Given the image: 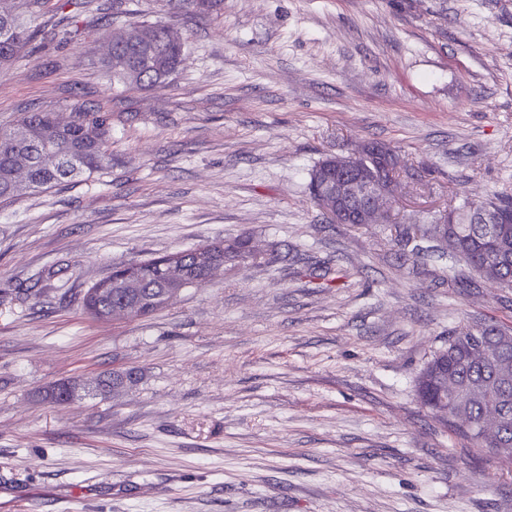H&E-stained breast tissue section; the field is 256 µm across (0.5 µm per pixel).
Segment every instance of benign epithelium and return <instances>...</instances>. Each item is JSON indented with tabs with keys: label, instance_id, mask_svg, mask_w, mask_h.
Instances as JSON below:
<instances>
[{
	"label": "benign epithelium",
	"instance_id": "7a95c632",
	"mask_svg": "<svg viewBox=\"0 0 512 512\" xmlns=\"http://www.w3.org/2000/svg\"><path fill=\"white\" fill-rule=\"evenodd\" d=\"M379 162V176H366L368 161ZM336 182L320 195V205L336 224H380L389 220L384 203L399 177L398 162L374 142H364L355 156H330Z\"/></svg>",
	"mask_w": 512,
	"mask_h": 512
}]
</instances>
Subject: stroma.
Returning a JSON list of instances; mask_svg holds the SVG:
<instances>
[{
  "label": "stroma",
  "mask_w": 512,
  "mask_h": 512,
  "mask_svg": "<svg viewBox=\"0 0 512 512\" xmlns=\"http://www.w3.org/2000/svg\"><path fill=\"white\" fill-rule=\"evenodd\" d=\"M0 12L38 33L0 64V127L79 108L112 126L107 169L0 201V512H512V466L415 393L451 331H512V289L396 232L456 190L512 197V0ZM134 22L185 38L167 82L105 75L104 31ZM366 141L399 157L392 221L329 223L309 173ZM238 235L254 259L152 316L83 309L113 266ZM124 378L127 380L125 381ZM137 379L138 371L135 368H130L121 372H113L112 375H109L100 381L98 390L100 394H105L131 385L135 383Z\"/></svg>",
  "instance_id": "1"
}]
</instances>
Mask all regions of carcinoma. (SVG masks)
I'll return each mask as SVG.
<instances>
[{"instance_id":"1","label":"carcinoma","mask_w":512,"mask_h":512,"mask_svg":"<svg viewBox=\"0 0 512 512\" xmlns=\"http://www.w3.org/2000/svg\"><path fill=\"white\" fill-rule=\"evenodd\" d=\"M0 63L12 61L22 52L35 33L18 15L0 19ZM153 33L149 41H129L116 50V55L103 61L112 80L125 86H143L167 80L177 72L186 49V41L164 24L134 23L129 34ZM110 135L108 118L97 112L77 110L70 123L59 127L50 112H26L9 129L0 128V200L20 193L15 181V161L23 154L31 161L27 188L33 191L52 188L81 174L104 169L110 161L107 144ZM494 209L512 215V199L471 202L451 193L448 207L450 223L432 224L427 233L441 237L448 253L471 269L486 267V279L501 288H512V222L485 224L483 215ZM252 257L245 238L232 240V245L205 254L203 261L189 249L179 258L180 273L173 277L163 255L147 261L115 267L112 274L94 283L86 292L83 305L94 319L111 317L118 306H127L145 317L168 305V298L185 288L204 286L212 272L236 259ZM137 270L140 287H122L124 274ZM447 368L448 376L457 380L464 393L459 412L462 432L476 448H489L499 453L512 448V374L503 378L504 369L512 371V334L491 324L463 326L448 336V348L436 353L424 366L416 391L424 407L440 398L434 374ZM138 371L130 368L101 380L99 392L115 391L135 383ZM61 391H56V388ZM51 388L48 398L62 405L75 396L77 386L60 382ZM496 420L489 419L490 413Z\"/></svg>"}]
</instances>
